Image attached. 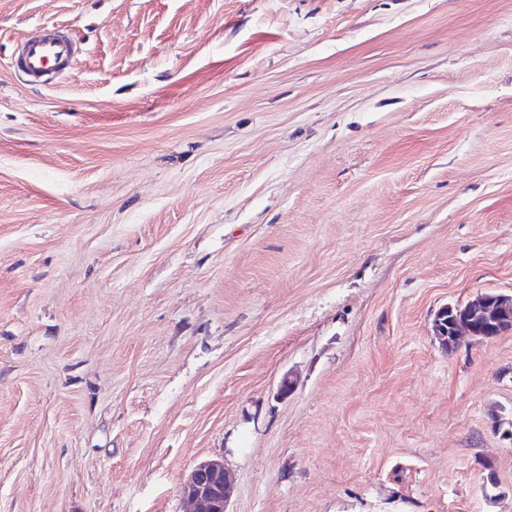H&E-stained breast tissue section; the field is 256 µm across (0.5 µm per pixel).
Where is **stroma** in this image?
I'll return each mask as SVG.
<instances>
[{"label": "stroma", "instance_id": "35a3bbf8", "mask_svg": "<svg viewBox=\"0 0 512 512\" xmlns=\"http://www.w3.org/2000/svg\"><path fill=\"white\" fill-rule=\"evenodd\" d=\"M485 293L512 0H0V512H512ZM68 52L67 44L53 36L42 35L28 42L18 64L32 76L40 75L49 70V64L63 59ZM512 307V296L502 294L481 295L474 301H470L466 306L467 319L457 320L452 325L450 339L446 332L434 328L435 336L442 344L448 343L449 346L458 345L460 340L465 337H476L481 334L485 339H494L499 336L507 335L512 331L506 327L507 314ZM501 319V322H500ZM231 476L221 460L196 465L181 483V494L189 512H229Z\"/></svg>", "mask_w": 512, "mask_h": 512}]
</instances>
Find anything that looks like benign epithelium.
I'll return each instance as SVG.
<instances>
[{
	"instance_id": "obj_1",
	"label": "benign epithelium",
	"mask_w": 512,
	"mask_h": 512,
	"mask_svg": "<svg viewBox=\"0 0 512 512\" xmlns=\"http://www.w3.org/2000/svg\"><path fill=\"white\" fill-rule=\"evenodd\" d=\"M512 309V296L485 294L466 306L467 318L452 325L446 333L434 330L443 344L457 345L465 337L483 333L486 339L507 335L512 330L506 327L508 311ZM231 476L221 460H207L196 465L181 483V494L190 507V512H229Z\"/></svg>"
}]
</instances>
